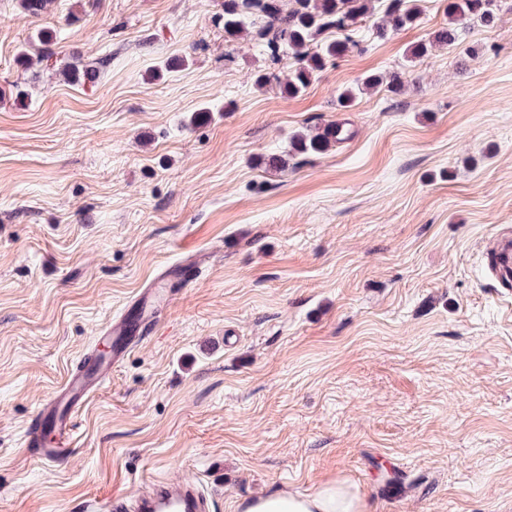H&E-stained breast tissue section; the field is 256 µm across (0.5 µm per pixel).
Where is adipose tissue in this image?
<instances>
[{
    "mask_svg": "<svg viewBox=\"0 0 512 512\" xmlns=\"http://www.w3.org/2000/svg\"><path fill=\"white\" fill-rule=\"evenodd\" d=\"M242 512H368V506L348 481L339 479L305 495L287 491L261 494L244 504Z\"/></svg>",
    "mask_w": 512,
    "mask_h": 512,
    "instance_id": "adipose-tissue-1",
    "label": "adipose tissue"
}]
</instances>
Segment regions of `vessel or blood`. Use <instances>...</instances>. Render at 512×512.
<instances>
[{
    "mask_svg": "<svg viewBox=\"0 0 512 512\" xmlns=\"http://www.w3.org/2000/svg\"><path fill=\"white\" fill-rule=\"evenodd\" d=\"M490 279L497 288L512 291V231L494 234L485 245ZM169 289L162 283L138 298L136 322L121 318L106 325L97 338L98 347L89 358L68 371L64 382L35 412L27 427V444L39 458L62 461L73 450L76 415L90 397L101 390L112 367L119 363L139 340L142 327L150 325L158 309L167 302ZM149 498L98 501L95 512H205L206 501L190 482H157Z\"/></svg>",
    "mask_w": 512,
    "mask_h": 512,
    "instance_id": "vessel-or-blood-1",
    "label": "vessel or blood"
}]
</instances>
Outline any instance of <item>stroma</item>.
<instances>
[{
    "instance_id": "stroma-1",
    "label": "stroma",
    "mask_w": 512,
    "mask_h": 512,
    "mask_svg": "<svg viewBox=\"0 0 512 512\" xmlns=\"http://www.w3.org/2000/svg\"><path fill=\"white\" fill-rule=\"evenodd\" d=\"M448 0L291 97L224 0H0V512L199 482L211 512L343 478L370 512H512V294L482 240L512 228V0L456 46L409 48ZM55 38L38 76L21 65ZM106 60L96 87L71 57ZM404 86L337 97L372 73ZM205 120L190 124L192 113ZM349 140L293 155V134ZM206 263L76 419L61 462L25 430L115 315L185 253ZM37 41L39 46L36 48L34 54H29L27 51H24L21 56V60L26 69H31L34 66L42 64L44 61L48 62L55 55V51L52 48V45L55 43L49 31H39L37 33ZM102 66V62L99 66L70 63L61 69V73L68 82L94 87L99 81Z\"/></svg>"
}]
</instances>
